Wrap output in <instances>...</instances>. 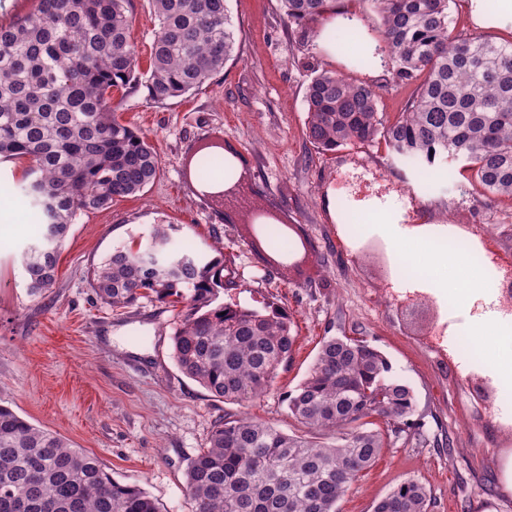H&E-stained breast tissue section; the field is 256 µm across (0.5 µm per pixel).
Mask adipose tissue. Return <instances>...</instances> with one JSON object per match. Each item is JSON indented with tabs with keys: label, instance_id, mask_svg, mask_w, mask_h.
Instances as JSON below:
<instances>
[{
	"label": "adipose tissue",
	"instance_id": "adipose-tissue-1",
	"mask_svg": "<svg viewBox=\"0 0 512 512\" xmlns=\"http://www.w3.org/2000/svg\"><path fill=\"white\" fill-rule=\"evenodd\" d=\"M374 218L381 230L396 241L408 266L430 273L435 288L455 291L466 302L488 297L485 271L467 252L461 249L434 250L424 240L405 235L394 224L390 208H378ZM462 334L479 346L496 382L512 391V332L499 328L496 313L466 321Z\"/></svg>",
	"mask_w": 512,
	"mask_h": 512
}]
</instances>
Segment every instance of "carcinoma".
I'll use <instances>...</instances> for the list:
<instances>
[{
    "mask_svg": "<svg viewBox=\"0 0 512 512\" xmlns=\"http://www.w3.org/2000/svg\"><path fill=\"white\" fill-rule=\"evenodd\" d=\"M0 25V158L25 159L22 187L40 240L24 255L27 288L55 284L58 250L84 210L143 191L159 173L151 142L118 120L112 90L145 84L148 97H182L233 57L227 0H147L154 19L151 64L141 73L132 40V0H31ZM334 0H281L286 20L304 27ZM379 20L395 86L410 91L392 123L379 92L333 70L314 71L305 93V135L316 148L385 141L394 158L432 177L453 163L468 186L512 199V41L450 31L455 0H368ZM173 224L143 241L119 244L92 272L101 302L114 310L154 297L184 304L171 336L179 371L228 404L250 402L292 361L296 336L275 305L214 304L224 267L172 242ZM305 428L287 434L226 413L207 448L190 462L193 512H338L353 481L387 438L413 426L411 387L363 339L323 338L306 377L287 395ZM382 418L386 432L368 428ZM161 512L136 483H120L98 459L0 406V512ZM431 496L401 482L373 512H429Z\"/></svg>",
    "mask_w": 512,
    "mask_h": 512,
    "instance_id": "obj_1",
    "label": "carcinoma"
}]
</instances>
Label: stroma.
<instances>
[{
  "mask_svg": "<svg viewBox=\"0 0 512 512\" xmlns=\"http://www.w3.org/2000/svg\"><path fill=\"white\" fill-rule=\"evenodd\" d=\"M228 11L234 56L201 87L162 103L141 86L113 93L121 122L154 145L160 174L142 193L81 212L61 247L54 287L38 296L26 286L21 260L38 232L21 193L26 163L0 160V405L94 454L113 479L138 483L162 512H192L186 468L206 448L215 421L231 411L299 431L286 396L323 338L361 337L410 385L425 430L448 436L450 445L407 436L383 449L339 512H371L409 478L431 489L433 512H512V438L496 425L500 415L512 420V407L501 397L491 409L472 396L461 375L438 367L425 341L434 325L456 336L465 319L490 309L512 329V302L478 298L459 310L455 297L408 277L398 247L367 217L372 204L392 203L406 233L431 240L461 225L475 232L466 246L471 256L485 239L512 257V200L463 193L455 171L425 180L380 139L333 152L308 141L305 90L313 69L378 87L387 120L405 108L409 93L391 81L368 0H339L303 43L280 0H228ZM213 136L246 169L254 216L271 210L301 229L310 256L302 275L264 266L242 215L185 182L188 151ZM350 216L362 218L363 230L346 248L339 237ZM154 224L178 225L193 253L223 264L237 286L220 291L219 302L259 309L270 301L291 319L292 363L247 405L216 400L178 370L171 354L178 319L168 304L149 297L114 310L97 297L93 268Z\"/></svg>",
  "mask_w": 512,
  "mask_h": 512,
  "instance_id": "obj_1",
  "label": "stroma"
}]
</instances>
